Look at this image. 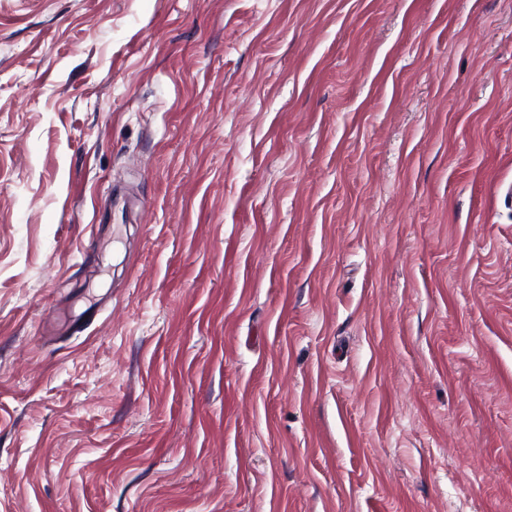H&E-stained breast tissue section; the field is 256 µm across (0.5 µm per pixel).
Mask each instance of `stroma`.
<instances>
[{
    "label": "stroma",
    "mask_w": 512,
    "mask_h": 512,
    "mask_svg": "<svg viewBox=\"0 0 512 512\" xmlns=\"http://www.w3.org/2000/svg\"><path fill=\"white\" fill-rule=\"evenodd\" d=\"M0 512H512V0H0Z\"/></svg>",
    "instance_id": "stroma-1"
}]
</instances>
